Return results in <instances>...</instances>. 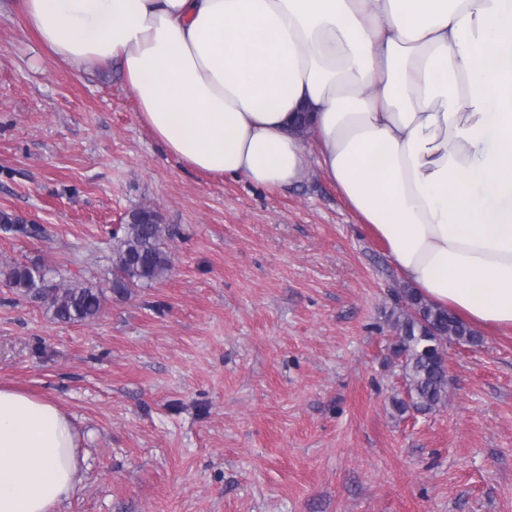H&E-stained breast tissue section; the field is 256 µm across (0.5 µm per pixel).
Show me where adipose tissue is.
<instances>
[{"mask_svg":"<svg viewBox=\"0 0 512 512\" xmlns=\"http://www.w3.org/2000/svg\"><path fill=\"white\" fill-rule=\"evenodd\" d=\"M58 59L119 62L185 166L277 188L318 162L406 282L512 329V0H24ZM80 432L0 387V512H56Z\"/></svg>","mask_w":512,"mask_h":512,"instance_id":"ef3b65f1","label":"adipose tissue"}]
</instances>
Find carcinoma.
<instances>
[{
  "mask_svg": "<svg viewBox=\"0 0 512 512\" xmlns=\"http://www.w3.org/2000/svg\"><path fill=\"white\" fill-rule=\"evenodd\" d=\"M112 248V279L109 288L127 295L135 288H147L163 279L170 269L166 228L135 209L120 227ZM11 288L27 297H41L53 308L54 317L62 322H82L96 318L104 290L92 284H62L45 287V274L38 267L15 266L7 274ZM394 332L392 355L398 361L407 399L393 398L392 406L404 413L409 409L433 412L448 398V366L439 354L446 339L477 345L480 336L446 309L418 297L412 289L401 286L396 303L388 315Z\"/></svg>",
  "mask_w": 512,
  "mask_h": 512,
  "instance_id": "carcinoma-1",
  "label": "carcinoma"
}]
</instances>
